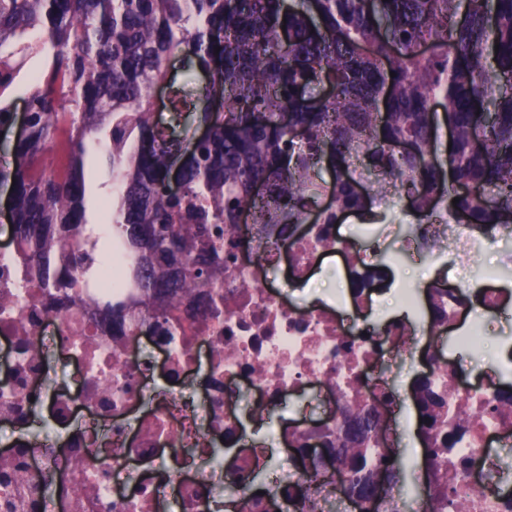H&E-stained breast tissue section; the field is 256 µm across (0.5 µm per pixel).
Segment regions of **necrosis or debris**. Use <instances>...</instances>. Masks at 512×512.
I'll return each mask as SVG.
<instances>
[{
  "instance_id": "necrosis-or-debris-1",
  "label": "necrosis or debris",
  "mask_w": 512,
  "mask_h": 512,
  "mask_svg": "<svg viewBox=\"0 0 512 512\" xmlns=\"http://www.w3.org/2000/svg\"><path fill=\"white\" fill-rule=\"evenodd\" d=\"M424 231L447 242L459 274L434 287L446 310L438 323L421 290L400 285L417 334L402 319L368 322L373 283L333 305L292 299L290 287L305 286L327 257L342 258L338 273L354 271L347 261L353 239L321 241L314 224L286 241H262L256 225L239 226L237 260L217 286L211 313L180 312L160 325L136 312L122 337L90 326L80 307L45 309L30 286L32 270L16 249L1 250L0 341L9 357L0 423L13 437L0 456L23 459L25 477L0 483V504L15 502L14 512H163L172 496L178 512H270L271 496L298 474L247 440L241 395H249L250 418L259 424L288 396L319 391V418L278 429L289 449L317 452L322 432L343 421L356 394L391 421L395 396L386 374L399 364L425 369L427 338L462 321L464 344L486 315L512 312V264L470 269L475 255L512 249V230L492 239L457 224ZM55 362L70 366L69 380L51 383ZM39 416L61 433L46 452L29 436ZM510 438L512 414L485 421L452 450L472 512H512V469L499 451ZM259 472L269 497L252 491Z\"/></svg>"
}]
</instances>
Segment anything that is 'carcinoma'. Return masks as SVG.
Returning <instances> with one entry per match:
<instances>
[{"instance_id":"cac0c4a2","label":"carcinoma","mask_w":512,"mask_h":512,"mask_svg":"<svg viewBox=\"0 0 512 512\" xmlns=\"http://www.w3.org/2000/svg\"><path fill=\"white\" fill-rule=\"evenodd\" d=\"M176 54L208 75L197 101L181 90L170 100L179 117L200 114L202 142L167 136L154 120L153 91ZM36 57L46 68L24 73ZM20 92L28 129L16 164L0 167V188L12 242L43 266L36 287L54 310L72 302L64 289L76 275L95 280L114 249L130 262L144 310L172 315L187 298L212 308V288L235 263L241 214L252 212L264 236H293L323 195L325 170L334 184L319 213L326 238L392 192L421 224L512 226V0H0L1 127L13 123ZM478 106L489 114L481 124ZM442 123L454 132L450 147L438 140ZM400 141L412 151L397 150ZM93 149L120 186L115 239L86 234ZM460 183L475 192L459 194ZM80 301L93 325L125 335L128 306L95 294ZM442 375L436 357L412 387L425 463L436 466L423 499L427 512H470L448 451L469 426L512 412V384L482 410L454 411ZM374 432L362 397L336 440L323 432L351 496L369 492L381 470L390 488H405L400 462ZM300 460L288 499L320 512L313 477L323 460L304 448Z\"/></svg>"}]
</instances>
